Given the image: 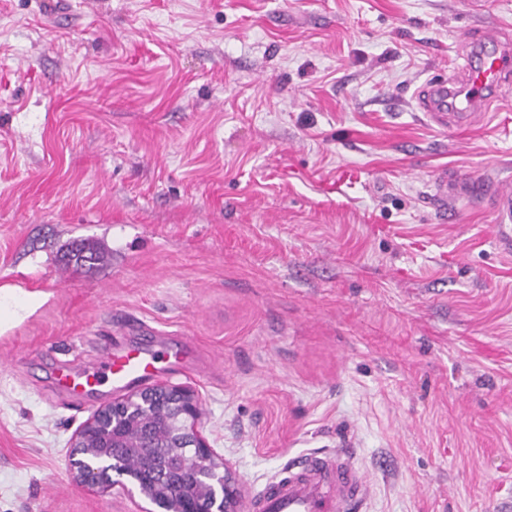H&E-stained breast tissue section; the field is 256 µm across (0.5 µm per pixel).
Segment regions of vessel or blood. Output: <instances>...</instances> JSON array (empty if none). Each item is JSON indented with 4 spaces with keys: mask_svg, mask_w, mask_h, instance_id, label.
I'll use <instances>...</instances> for the list:
<instances>
[{
    "mask_svg": "<svg viewBox=\"0 0 512 512\" xmlns=\"http://www.w3.org/2000/svg\"><path fill=\"white\" fill-rule=\"evenodd\" d=\"M469 43L459 65L461 76L426 83L419 104L437 125L455 121L463 125L475 110H489L500 100L502 87L512 84V42L467 32ZM440 205L481 198L488 200L496 217L495 232L503 250H512V191L495 182L476 185L441 175L433 185ZM184 348H142L113 352L110 359L84 376L67 367L57 373L58 387L78 395L108 385L117 389L155 376L161 364L185 363ZM369 493L363 472L344 449L311 453L286 465L265 487L244 501V512H359Z\"/></svg>",
    "mask_w": 512,
    "mask_h": 512,
    "instance_id": "vessel-or-blood-1",
    "label": "vessel or blood"
}]
</instances>
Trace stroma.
<instances>
[{"label":"stroma","mask_w":512,"mask_h":512,"mask_svg":"<svg viewBox=\"0 0 512 512\" xmlns=\"http://www.w3.org/2000/svg\"><path fill=\"white\" fill-rule=\"evenodd\" d=\"M512 0H0V512H145L75 483L121 391L65 365L189 342L242 492L349 449L366 512H512V254L443 171L512 184V101L441 127L417 93ZM76 240L105 253L67 265ZM46 301L41 292H19L15 288H0V330L23 320Z\"/></svg>","instance_id":"1"}]
</instances>
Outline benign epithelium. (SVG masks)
Instances as JSON below:
<instances>
[{"mask_svg": "<svg viewBox=\"0 0 512 512\" xmlns=\"http://www.w3.org/2000/svg\"><path fill=\"white\" fill-rule=\"evenodd\" d=\"M201 402L194 390L159 384L93 412L71 438L73 481L108 490L112 475L157 510L237 512V491L224 457L200 431Z\"/></svg>", "mask_w": 512, "mask_h": 512, "instance_id": "benign-epithelium-1", "label": "benign epithelium"}]
</instances>
